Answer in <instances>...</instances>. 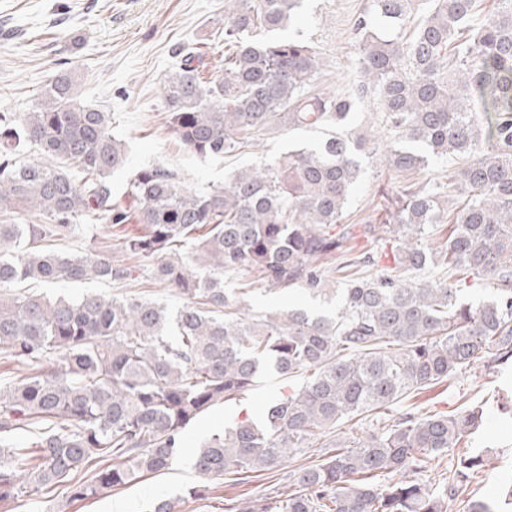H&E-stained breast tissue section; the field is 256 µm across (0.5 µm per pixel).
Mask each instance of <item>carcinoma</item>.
Listing matches in <instances>:
<instances>
[{
	"label": "carcinoma",
	"mask_w": 512,
	"mask_h": 512,
	"mask_svg": "<svg viewBox=\"0 0 512 512\" xmlns=\"http://www.w3.org/2000/svg\"><path fill=\"white\" fill-rule=\"evenodd\" d=\"M224 69L177 54L164 83L172 134L201 156H222L277 126L324 138L234 172L207 192L164 167H144L126 189L127 163L111 115L78 103L65 70L32 112L0 113V287L37 281L126 283L153 259V277L184 296L171 310L145 298L0 294V358L22 373L0 383V503L45 500L64 486L88 499L168 470L187 426L252 390L267 373L304 380L261 418L213 432L196 472L210 480L277 466L345 418L373 417L364 438L323 444L261 512H448L484 468L460 448L484 421L463 401L451 414L393 408L454 379L480 358L512 361V0H368L352 24L361 79L349 92L312 93L319 53L280 30L301 0H227ZM381 102L385 153L351 129L362 99ZM41 160L25 161V149ZM459 165L448 181L399 182L391 224H346L363 164L414 173L435 158ZM34 212L43 224L13 217ZM134 229L125 257L99 248L63 255L46 245L80 224ZM448 226L439 245L428 230ZM393 242L396 268H440L437 280L363 277L374 255L356 235ZM345 273L343 287L325 269ZM251 270L274 289L301 287L336 306L240 317L224 272ZM393 413L386 419L384 415ZM432 459L440 478L423 479ZM170 497L144 512H175Z\"/></svg>",
	"instance_id": "cac0c4a2"
}]
</instances>
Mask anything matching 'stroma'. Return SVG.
<instances>
[{
    "label": "stroma",
    "instance_id": "obj_1",
    "mask_svg": "<svg viewBox=\"0 0 512 512\" xmlns=\"http://www.w3.org/2000/svg\"><path fill=\"white\" fill-rule=\"evenodd\" d=\"M367 3L303 0L297 21L280 30V37L304 39L320 54L323 65L310 82L313 91H347L358 82V47L350 38V29ZM224 20V0H0V112L21 117L33 111L50 77L70 69L79 82L80 102L110 112L112 131L126 144L128 164L112 177V186L119 192L143 166L170 169L187 187L204 192L223 184L235 170L278 158L292 146L317 140L314 132L274 127L239 151L203 158L173 136L165 122L162 92L174 54L179 48L198 45L208 69L220 70L224 42L213 33ZM398 180V174L380 164L367 165L347 204L349 223L379 221L382 213L377 205ZM224 286L243 289L240 311L245 318L274 308L317 311L325 307L322 300L299 288L269 289L257 273L245 270L225 272ZM9 291L49 298L86 293L136 296L172 309L183 303L175 291L147 278L126 286L29 281L11 285ZM284 386L281 378L264 375L257 387L236 402L215 405L187 426L185 447L172 469L93 499L59 495L54 512H142L145 503L161 495L180 497L181 512H223L228 499L257 510L287 489L288 475L302 459H283L272 470L239 482H211L204 496L190 498L187 489L199 482L192 452L200 440L236 422L238 415L256 416ZM464 396L486 401L484 423L472 435L471 443L487 450L489 460L470 490L475 497L492 502L503 476L512 473V370L497 378L489 374L484 362H476L453 383L424 390L416 404L425 413L449 412Z\"/></svg>",
    "mask_w": 512,
    "mask_h": 512
}]
</instances>
